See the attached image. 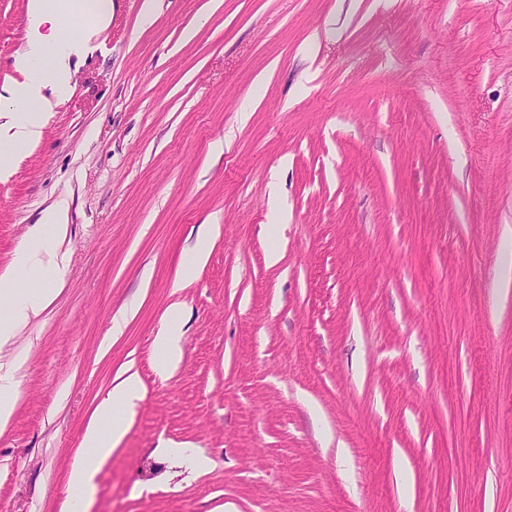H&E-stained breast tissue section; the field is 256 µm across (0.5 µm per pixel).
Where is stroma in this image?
<instances>
[{
  "label": "stroma",
  "mask_w": 512,
  "mask_h": 512,
  "mask_svg": "<svg viewBox=\"0 0 512 512\" xmlns=\"http://www.w3.org/2000/svg\"><path fill=\"white\" fill-rule=\"evenodd\" d=\"M112 2L0 180V276L59 201L70 253L10 349L0 512H65L127 368L142 398L86 512H512V0H158L148 27ZM27 3L0 0V87ZM219 225L205 224L197 234L195 241L182 253V280L192 278L196 270L205 264L209 256V243ZM182 312L179 306L172 308L169 321L154 338V346L160 373L168 377L175 372L182 359ZM25 359L16 358L8 364H0V434L11 423L20 398V377Z\"/></svg>",
  "instance_id": "1"
}]
</instances>
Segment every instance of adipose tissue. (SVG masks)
Wrapping results in <instances>:
<instances>
[{
  "label": "adipose tissue",
  "instance_id": "1",
  "mask_svg": "<svg viewBox=\"0 0 512 512\" xmlns=\"http://www.w3.org/2000/svg\"><path fill=\"white\" fill-rule=\"evenodd\" d=\"M80 8L84 22L65 32L64 19ZM112 17V0H30L28 36L17 67L24 80L0 94V174L7 172L17 150L36 147L42 138L47 112L69 99L73 79L83 58ZM69 264L61 247L36 249L21 244L9 275L0 277V351L10 347L18 332L40 316L54 299V284L63 281ZM182 312L173 307L169 320L154 338L162 375L175 372L182 359ZM25 362L0 364V433L11 423L20 398ZM140 397L136 373L123 371L97 405L83 435V450L74 464L68 489V512L93 488L101 464L127 431L131 409Z\"/></svg>",
  "mask_w": 512,
  "mask_h": 512
}]
</instances>
